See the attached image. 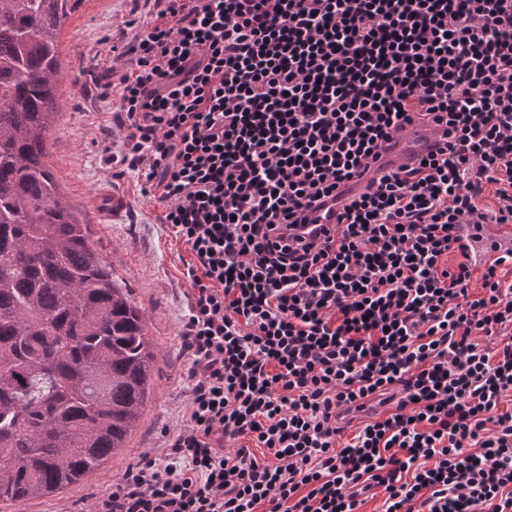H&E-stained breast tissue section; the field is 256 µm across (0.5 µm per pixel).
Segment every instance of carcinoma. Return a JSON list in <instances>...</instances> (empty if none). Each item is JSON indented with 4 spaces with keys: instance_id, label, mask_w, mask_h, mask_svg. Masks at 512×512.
<instances>
[{
    "instance_id": "cac0c4a2",
    "label": "carcinoma",
    "mask_w": 512,
    "mask_h": 512,
    "mask_svg": "<svg viewBox=\"0 0 512 512\" xmlns=\"http://www.w3.org/2000/svg\"><path fill=\"white\" fill-rule=\"evenodd\" d=\"M83 0H0V508L65 490L124 447L156 361L46 164L56 34Z\"/></svg>"
}]
</instances>
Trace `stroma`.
I'll return each instance as SVG.
<instances>
[{
	"mask_svg": "<svg viewBox=\"0 0 512 512\" xmlns=\"http://www.w3.org/2000/svg\"><path fill=\"white\" fill-rule=\"evenodd\" d=\"M146 18V10H134L131 0H83L59 31L62 109L47 139L46 163L87 222L115 279L129 288L146 316L157 352L154 386L138 426L113 459L63 493L15 504L10 512H88L140 454L162 455L165 431L184 420L192 382L181 330L192 294L185 277L191 255L160 223L161 208L142 196L136 174L106 165L93 144L96 126L109 124L114 110L98 99L94 79L107 62L119 74L129 68L127 59L110 57L109 47L129 39L135 23ZM115 192L127 202L117 217L105 206Z\"/></svg>",
	"mask_w": 512,
	"mask_h": 512,
	"instance_id": "1",
	"label": "stroma"
}]
</instances>
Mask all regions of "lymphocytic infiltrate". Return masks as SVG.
I'll use <instances>...</instances> for the list:
<instances>
[{
  "mask_svg": "<svg viewBox=\"0 0 512 512\" xmlns=\"http://www.w3.org/2000/svg\"><path fill=\"white\" fill-rule=\"evenodd\" d=\"M147 2L99 147L191 254L192 387L90 512H512V254L459 237L512 224V0ZM416 125L443 146L376 169Z\"/></svg>",
  "mask_w": 512,
  "mask_h": 512,
  "instance_id": "1",
  "label": "lymphocytic infiltrate"
}]
</instances>
